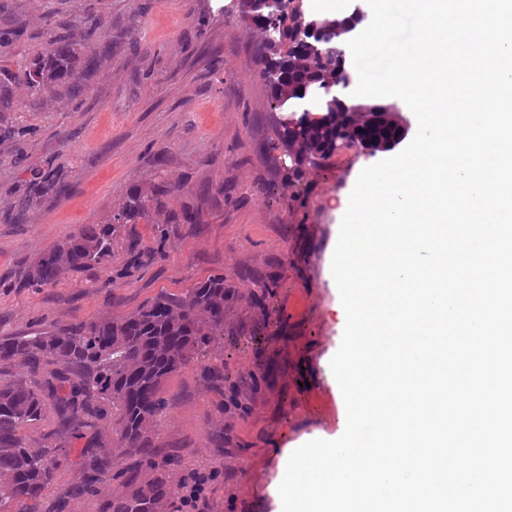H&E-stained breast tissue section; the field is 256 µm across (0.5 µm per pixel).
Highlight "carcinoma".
Returning <instances> with one entry per match:
<instances>
[{"label":"carcinoma","instance_id":"obj_1","mask_svg":"<svg viewBox=\"0 0 512 512\" xmlns=\"http://www.w3.org/2000/svg\"><path fill=\"white\" fill-rule=\"evenodd\" d=\"M241 9L254 26L271 32V38L260 43L258 59L263 68L274 65L279 71L277 80L268 83L270 109L281 113L275 130L278 142L290 163L305 160L285 174L296 199L306 192L305 172L327 166L336 154V137L350 113H357L362 124L377 116L363 130L370 147L395 137V127L380 119L388 114L380 103L325 105L323 87L345 81L337 70V56L346 31L336 27V19L319 18L321 30L306 43L300 37L301 26L314 16L303 0H281L274 24L266 18L267 10H250L246 0H241ZM111 42L109 31L100 32L86 63H95ZM73 54L70 36L51 38L46 53L12 79L52 96L68 75ZM152 203L149 197L132 196L113 223L101 228L86 225L45 253L28 271L27 283L53 286L67 272L105 263L112 234L145 217ZM171 226L194 231L196 217L185 211L173 215L170 224L159 225L154 248L140 247L138 237L129 235V269L162 257ZM231 295L220 275L182 295L161 294L126 315L104 314L67 328L0 339V365L23 369L0 384V500L19 503L17 512L36 507L55 480L58 449L69 440H82L81 478L61 489L54 512H70L73 503L104 494L115 477L123 479L127 493L104 498L99 512H163L178 489L167 487L159 475L144 481L136 471L112 474V455L133 457L156 472L179 465L177 450L154 445V431L167 406L163 385L173 373L224 349V302ZM42 372V382L31 381ZM48 404L55 411L56 428L32 441L26 429L41 420ZM103 420L118 426L111 430V444L103 443L96 430Z\"/></svg>","mask_w":512,"mask_h":512}]
</instances>
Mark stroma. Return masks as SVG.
<instances>
[{"mask_svg":"<svg viewBox=\"0 0 512 512\" xmlns=\"http://www.w3.org/2000/svg\"><path fill=\"white\" fill-rule=\"evenodd\" d=\"M239 9L240 0H0V70L42 54L58 13L76 44L69 84L80 88L60 86L43 102L16 87L0 112V338L124 315L211 276L233 289L224 326L237 337L224 341L223 391L200 363L163 387L155 443L182 458L171 477L206 480L180 512H277L285 451L303 436L335 434L330 361L343 331L330 312L332 252L359 173L388 157L341 150L334 165L306 172V203L291 201L255 55L260 36ZM95 21L116 38L88 69ZM19 25L24 34L12 39ZM49 174L64 191L34 193ZM133 195L159 203L113 234L105 264L23 286L44 253L84 225L110 223ZM186 209L199 231L173 235L161 259L129 269V234L155 246L158 225ZM271 276L277 286L257 305V283ZM295 298L304 303L297 315Z\"/></svg>","mask_w":512,"mask_h":512,"instance_id":"obj_1","label":"stroma"}]
</instances>
